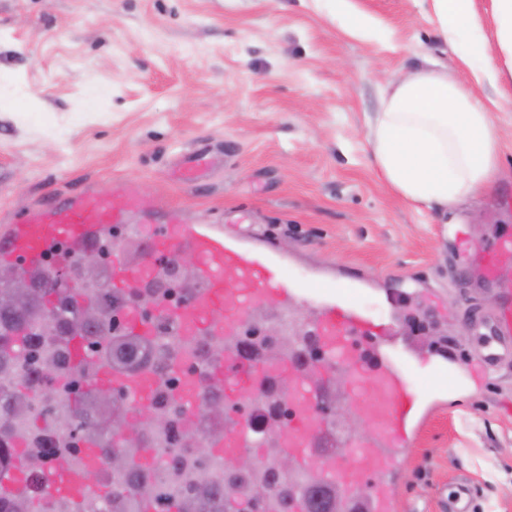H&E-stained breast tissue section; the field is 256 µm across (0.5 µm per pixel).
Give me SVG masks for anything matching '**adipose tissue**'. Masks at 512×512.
Instances as JSON below:
<instances>
[{
    "instance_id": "1",
    "label": "adipose tissue",
    "mask_w": 512,
    "mask_h": 512,
    "mask_svg": "<svg viewBox=\"0 0 512 512\" xmlns=\"http://www.w3.org/2000/svg\"><path fill=\"white\" fill-rule=\"evenodd\" d=\"M494 44L476 25L474 0H433L441 35L467 39L465 76L418 66L387 82L368 126L370 161L406 201L461 209L502 174L496 116L477 94L512 77V0H491Z\"/></svg>"
}]
</instances>
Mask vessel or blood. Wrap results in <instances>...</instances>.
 <instances>
[{"label":"vessel or blood","instance_id":"vessel-or-blood-1","mask_svg":"<svg viewBox=\"0 0 512 512\" xmlns=\"http://www.w3.org/2000/svg\"><path fill=\"white\" fill-rule=\"evenodd\" d=\"M150 200L136 189L123 190L122 201L86 193L72 200H52L43 211L17 224L0 226V263L22 264L52 277L95 249L111 229H125L139 243L129 256L123 240L112 242L107 279L122 303L117 318L136 336L156 333L157 320L172 325L183 342L184 354L196 358L198 377L179 393L188 420H196L208 405L205 388L221 379L224 400L233 409L246 402L281 393L289 405L287 421L271 433L256 434L246 421L230 432L211 435L208 447L238 454L255 448H285L305 458L310 475L319 483H336L349 496L351 512H395L397 507L387 478L399 472L418 430L419 395L413 385V357L392 330L334 283L310 285L290 275L288 260L269 243L225 236L220 224H185L169 214L162 224H133L129 215L151 209ZM194 263V285L175 303L158 300L153 318H146L134 298L149 288L158 271L175 259ZM512 262V235L482 251L480 273L497 282V271ZM502 295L488 346L512 345V283L498 284ZM310 304L312 316L303 336L292 340L286 352L269 363L258 354L243 355L240 332L265 303H275L287 317L296 301ZM316 370L328 377L345 375L349 385L368 382L373 393L367 403L366 432L344 435L322 410L325 384L308 385L304 374ZM129 413L150 404L160 385L150 365L132 372L103 368ZM290 386L280 392L279 375ZM381 478H373L374 470Z\"/></svg>","mask_w":512,"mask_h":512}]
</instances>
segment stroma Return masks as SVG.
<instances>
[{
	"instance_id": "35a3bbf8",
	"label": "stroma",
	"mask_w": 512,
	"mask_h": 512,
	"mask_svg": "<svg viewBox=\"0 0 512 512\" xmlns=\"http://www.w3.org/2000/svg\"><path fill=\"white\" fill-rule=\"evenodd\" d=\"M429 0H0V225L49 199L137 187L163 223L220 224L272 242L296 276L369 285L422 353L426 422L396 485L400 512H512V353L481 384L474 323L495 288L479 249L512 231V81L497 98L505 174L445 216L405 201L369 161L368 120L388 79L455 68ZM206 147L209 169L179 176Z\"/></svg>"
}]
</instances>
